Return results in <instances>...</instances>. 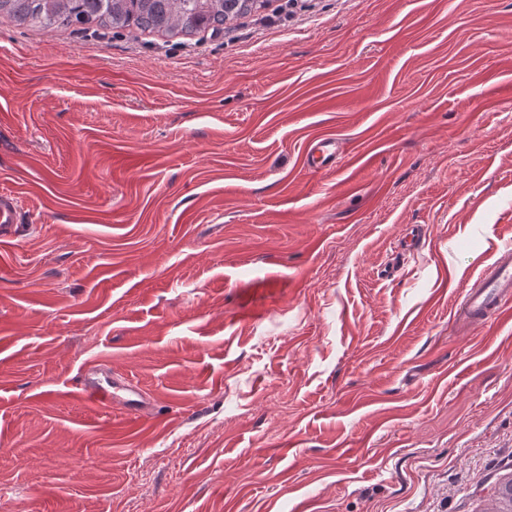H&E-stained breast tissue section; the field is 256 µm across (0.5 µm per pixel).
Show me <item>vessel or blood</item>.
<instances>
[{"instance_id":"vessel-or-blood-1","label":"vessel or blood","mask_w":512,"mask_h":512,"mask_svg":"<svg viewBox=\"0 0 512 512\" xmlns=\"http://www.w3.org/2000/svg\"><path fill=\"white\" fill-rule=\"evenodd\" d=\"M338 143L332 137L313 139L306 150V165L315 172L336 167ZM20 222L19 201L11 193L0 194V242L15 238ZM512 314V251L504 250L486 267L479 278L465 289L461 320L466 324H483ZM79 395L101 409H120L132 420L151 414L153 398L139 385L118 377L110 365L93 363L79 375Z\"/></svg>"}]
</instances>
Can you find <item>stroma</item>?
I'll use <instances>...</instances> for the list:
<instances>
[{
	"label": "stroma",
	"mask_w": 512,
	"mask_h": 512,
	"mask_svg": "<svg viewBox=\"0 0 512 512\" xmlns=\"http://www.w3.org/2000/svg\"><path fill=\"white\" fill-rule=\"evenodd\" d=\"M1 191L0 512H482L512 475V321L456 317L512 248V0L0 24ZM94 361L154 414L83 400ZM338 158V142L332 137H317L306 150V165L314 172L334 170ZM20 209L16 195L0 194V242L14 239L19 230Z\"/></svg>",
	"instance_id": "stroma-1"
}]
</instances>
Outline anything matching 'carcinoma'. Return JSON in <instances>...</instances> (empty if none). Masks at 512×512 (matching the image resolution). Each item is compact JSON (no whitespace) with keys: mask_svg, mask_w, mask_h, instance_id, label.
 I'll list each match as a JSON object with an SVG mask.
<instances>
[{"mask_svg":"<svg viewBox=\"0 0 512 512\" xmlns=\"http://www.w3.org/2000/svg\"><path fill=\"white\" fill-rule=\"evenodd\" d=\"M267 0H0V22L42 29L151 30L170 36L219 34ZM485 512H512V478L498 482Z\"/></svg>","mask_w":512,"mask_h":512,"instance_id":"cac0c4a2","label":"carcinoma"}]
</instances>
